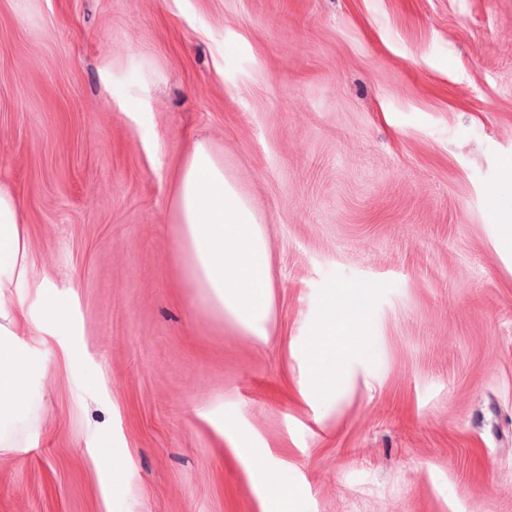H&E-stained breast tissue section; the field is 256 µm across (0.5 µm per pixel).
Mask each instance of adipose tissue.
Listing matches in <instances>:
<instances>
[{
	"label": "adipose tissue",
	"instance_id": "1",
	"mask_svg": "<svg viewBox=\"0 0 512 512\" xmlns=\"http://www.w3.org/2000/svg\"><path fill=\"white\" fill-rule=\"evenodd\" d=\"M172 220L179 224L173 249L182 276L200 288L203 299L228 313L256 340H265L271 307V260L250 203L224 175V163L202 141L196 142L174 172L170 190ZM46 274L31 247L25 211L9 187L0 184V447L15 440L8 422L23 418L42 400L48 374L66 357L37 360L34 346H49L68 322L66 307L48 292ZM42 299L41 317L26 308L27 296ZM326 316L306 340L307 375L302 391L339 393L346 381L345 357L357 351L358 337L345 326L358 323L366 307L352 285L329 289Z\"/></svg>",
	"mask_w": 512,
	"mask_h": 512
}]
</instances>
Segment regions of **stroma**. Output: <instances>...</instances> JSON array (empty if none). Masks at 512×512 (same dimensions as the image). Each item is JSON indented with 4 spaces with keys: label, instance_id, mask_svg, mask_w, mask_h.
I'll return each instance as SVG.
<instances>
[{
    "label": "stroma",
    "instance_id": "obj_1",
    "mask_svg": "<svg viewBox=\"0 0 512 512\" xmlns=\"http://www.w3.org/2000/svg\"><path fill=\"white\" fill-rule=\"evenodd\" d=\"M199 138L261 222L263 343L179 272ZM510 159L512 0H0V181L71 308L0 512H269L254 453L292 512H512ZM346 284L361 351L301 393ZM253 465L262 473L266 480L272 484V486L279 489V493L274 502L275 510L273 511L289 512L291 500L288 493V481L285 473L278 469L269 468L267 462L260 457H254Z\"/></svg>",
    "mask_w": 512,
    "mask_h": 512
}]
</instances>
